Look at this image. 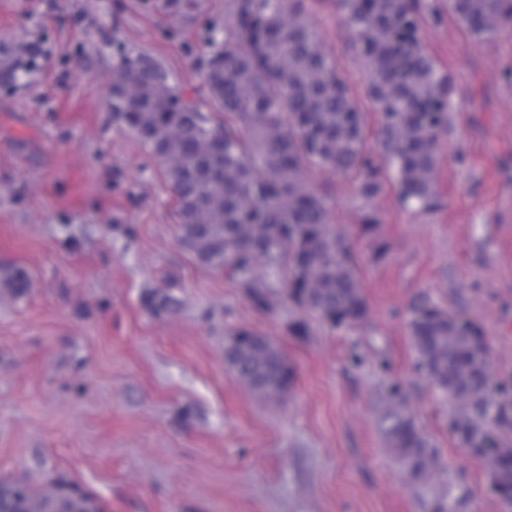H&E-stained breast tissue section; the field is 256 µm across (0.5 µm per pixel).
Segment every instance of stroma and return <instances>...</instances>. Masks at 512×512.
<instances>
[{"label":"stroma","instance_id":"1","mask_svg":"<svg viewBox=\"0 0 512 512\" xmlns=\"http://www.w3.org/2000/svg\"><path fill=\"white\" fill-rule=\"evenodd\" d=\"M421 5V39L451 77L441 205L405 209L389 188L367 204L348 180L309 172L354 237L368 313L300 340L291 304L256 310L184 248L160 165L112 121L115 43L196 89L184 48L195 30L156 0H0V61L17 43L39 51L30 73L0 88V477L39 486L61 473L105 512H504L416 373L408 321L431 297L476 325L492 374L512 378V33L481 42L446 0ZM310 21L359 81L342 19ZM366 211L378 228L360 238ZM16 269L32 281L22 298L6 285ZM158 291L176 311L148 308ZM241 327L294 366L284 401L228 371L224 338ZM385 359L438 452L424 482L397 467L377 430Z\"/></svg>","mask_w":512,"mask_h":512}]
</instances>
